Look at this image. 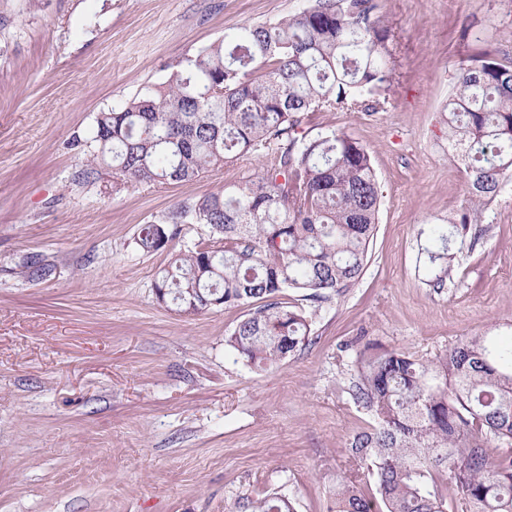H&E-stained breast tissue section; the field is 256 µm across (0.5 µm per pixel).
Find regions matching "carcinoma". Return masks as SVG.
Returning a JSON list of instances; mask_svg holds the SVG:
<instances>
[{
  "instance_id": "obj_1",
  "label": "carcinoma",
  "mask_w": 512,
  "mask_h": 512,
  "mask_svg": "<svg viewBox=\"0 0 512 512\" xmlns=\"http://www.w3.org/2000/svg\"><path fill=\"white\" fill-rule=\"evenodd\" d=\"M393 31L377 0H310L275 23L245 26L179 63L167 83L98 115L97 150L79 177L112 168L113 192L137 184L190 183L256 154L262 167L230 190L182 202L141 227L144 252L182 224L210 239L178 254L154 289L158 301L198 315L247 313L225 347L264 371L313 343L309 316L289 289L322 303L362 276L381 206L368 150L333 126L297 136L311 112L376 110L393 77ZM449 145L482 213L512 181V67L484 52L456 70L444 107ZM457 227L430 228L433 287ZM348 394L369 417L348 441L355 468L330 512H512V335L465 336L433 359L366 344ZM366 468L376 492L361 487ZM227 512H295L272 489Z\"/></svg>"
}]
</instances>
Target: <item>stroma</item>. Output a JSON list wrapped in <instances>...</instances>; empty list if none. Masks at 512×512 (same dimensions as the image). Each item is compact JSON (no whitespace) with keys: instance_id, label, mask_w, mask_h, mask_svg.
Instances as JSON below:
<instances>
[{"instance_id":"stroma-1","label":"stroma","mask_w":512,"mask_h":512,"mask_svg":"<svg viewBox=\"0 0 512 512\" xmlns=\"http://www.w3.org/2000/svg\"><path fill=\"white\" fill-rule=\"evenodd\" d=\"M309 0H0V512H225L280 487L296 512H328L368 417L347 388L357 350L428 357L497 324L512 328V182L471 227L444 287L425 252L433 224L469 208L442 111L457 65H512V0H379L395 70L377 111L317 112L365 146L382 192L361 279L304 304L314 342L255 372L224 338L245 313L188 316L157 301L171 257L141 225L258 171L247 155L191 183L113 193L78 176L99 113L165 83L227 32Z\"/></svg>"}]
</instances>
